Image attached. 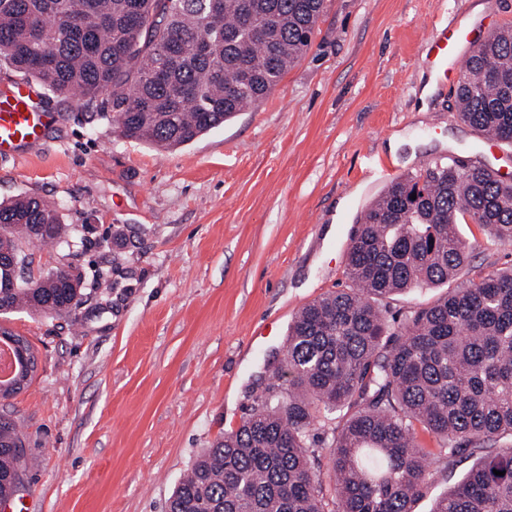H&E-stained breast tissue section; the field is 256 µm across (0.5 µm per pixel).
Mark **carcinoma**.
<instances>
[{
	"mask_svg": "<svg viewBox=\"0 0 512 512\" xmlns=\"http://www.w3.org/2000/svg\"><path fill=\"white\" fill-rule=\"evenodd\" d=\"M324 2L0 0V64L113 114L127 139L170 148L261 102L307 53ZM455 105L480 134L512 143L511 25L473 49ZM465 217L487 241L512 245V181L432 161L388 185L352 237L350 285L289 327L288 387L268 386L201 453L169 512H414L432 462L450 476L469 460L430 512H512V267L456 283L473 250L458 234ZM70 233L37 196L0 203V242L23 266V244ZM12 277L0 315L59 313L80 294L71 274L15 276L1 263L0 283ZM445 285L400 320L387 309L413 288ZM320 416L333 422L321 434ZM322 442L332 448L325 476L309 455ZM21 448L1 417L0 494L20 492Z\"/></svg>",
	"mask_w": 512,
	"mask_h": 512,
	"instance_id": "carcinoma-1",
	"label": "carcinoma"
}]
</instances>
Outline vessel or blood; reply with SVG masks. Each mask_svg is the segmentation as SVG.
<instances>
[{"instance_id": "1", "label": "vessel or blood", "mask_w": 512, "mask_h": 512, "mask_svg": "<svg viewBox=\"0 0 512 512\" xmlns=\"http://www.w3.org/2000/svg\"><path fill=\"white\" fill-rule=\"evenodd\" d=\"M472 32L465 22L433 27L425 40V64L439 78L460 80L463 59L473 45ZM52 121L43 92L32 83L15 82L0 93V158H19L24 149L40 145Z\"/></svg>"}]
</instances>
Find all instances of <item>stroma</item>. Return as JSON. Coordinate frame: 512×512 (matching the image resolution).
Here are the masks:
<instances>
[{"mask_svg":"<svg viewBox=\"0 0 512 512\" xmlns=\"http://www.w3.org/2000/svg\"><path fill=\"white\" fill-rule=\"evenodd\" d=\"M512 25V0H326L305 57L258 105L192 144L122 137L112 118L48 94L46 145L0 160V201L56 202L74 234L36 266L81 278L71 310L0 315L38 357L0 398L29 462L10 512H166L204 448L237 428L283 368L288 327L346 287L357 216L400 175L455 156L512 174V146L459 120L456 85L422 90L433 25ZM467 279L512 265L476 224Z\"/></svg>","mask_w":512,"mask_h":512,"instance_id":"1","label":"stroma"}]
</instances>
